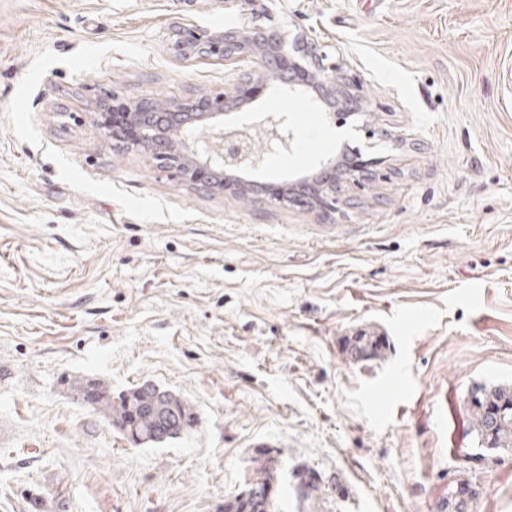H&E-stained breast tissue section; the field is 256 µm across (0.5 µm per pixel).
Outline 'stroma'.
Listing matches in <instances>:
<instances>
[{
    "instance_id": "1",
    "label": "stroma",
    "mask_w": 512,
    "mask_h": 512,
    "mask_svg": "<svg viewBox=\"0 0 512 512\" xmlns=\"http://www.w3.org/2000/svg\"><path fill=\"white\" fill-rule=\"evenodd\" d=\"M0 0V512H224L275 456L280 512H512V453L478 449L472 385H512V0ZM301 34L359 79L335 119L263 86L290 152L377 159L336 212L182 185L98 125L107 103L237 91L180 24ZM370 333L381 357L355 360ZM151 383L194 429L137 446L68 382ZM321 491L299 504L294 469ZM468 488L457 484L448 486V512H471L472 494Z\"/></svg>"
}]
</instances>
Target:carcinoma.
<instances>
[{
  "label": "carcinoma",
  "instance_id": "carcinoma-1",
  "mask_svg": "<svg viewBox=\"0 0 512 512\" xmlns=\"http://www.w3.org/2000/svg\"><path fill=\"white\" fill-rule=\"evenodd\" d=\"M356 353L361 357L381 356L383 347L371 336L357 337ZM74 399L101 414L122 435L134 430L140 444L157 445L180 438L196 425L194 407L180 396L150 383L112 394L104 382L89 378L73 386ZM468 400L472 433L478 446L487 450L512 452V388L503 385L477 384ZM298 497L310 500L320 491V482L302 469L291 473ZM472 495L468 488L448 486V512H472ZM277 496L241 497L224 502V512H277Z\"/></svg>",
  "mask_w": 512,
  "mask_h": 512
}]
</instances>
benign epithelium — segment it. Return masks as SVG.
I'll return each instance as SVG.
<instances>
[{
  "instance_id": "1",
  "label": "benign epithelium",
  "mask_w": 512,
  "mask_h": 512,
  "mask_svg": "<svg viewBox=\"0 0 512 512\" xmlns=\"http://www.w3.org/2000/svg\"><path fill=\"white\" fill-rule=\"evenodd\" d=\"M174 48L185 59L197 56L230 62L249 58L255 63L247 76L249 83L276 82L289 94L306 93L315 107L329 116L363 109L357 80L325 60V54L313 45L299 37L289 41L276 29L258 30L244 24L224 32L185 25ZM247 94L243 87L235 95H202L170 107L144 97L130 104L126 112L102 113L100 128L106 137L142 150L158 167L200 191L264 194L266 201L276 206L335 212L334 156L287 194H270L260 181L241 183L235 178L258 169L270 155L290 151L294 142L285 112L267 113L254 125L224 124V116L237 111Z\"/></svg>"
}]
</instances>
